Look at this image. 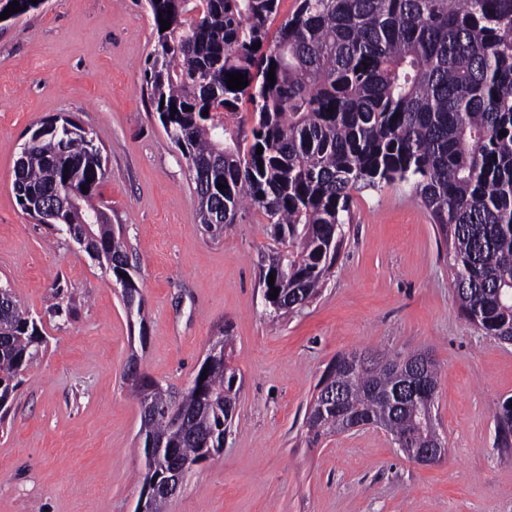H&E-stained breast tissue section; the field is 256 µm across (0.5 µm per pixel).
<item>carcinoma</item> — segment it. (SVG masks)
Returning <instances> with one entry per match:
<instances>
[{
  "instance_id": "cac0c4a2",
  "label": "carcinoma",
  "mask_w": 512,
  "mask_h": 512,
  "mask_svg": "<svg viewBox=\"0 0 512 512\" xmlns=\"http://www.w3.org/2000/svg\"><path fill=\"white\" fill-rule=\"evenodd\" d=\"M147 4L156 31L144 72L151 106L195 168L199 223L211 228L222 210L232 224L247 205L266 216L275 243L261 271L270 316L318 295L336 262L352 193L400 182L448 242L462 314L485 335L512 342V0H296L272 44L268 23L280 0ZM161 18L171 23L164 32ZM233 72L248 85L229 89ZM244 100L252 105L248 135L228 122ZM38 129L14 170L22 211L64 190L75 196L77 206L50 234L63 223L90 225L96 248L112 257L109 274L122 301L137 297L132 316L144 323L125 242L112 222H98L106 211L100 147L68 115ZM43 341L42 326L12 289L0 287L1 413ZM222 341L183 392L151 382L155 414L141 415L139 432L144 465L170 455L205 461L224 448L241 384L226 355L231 337ZM401 363L391 356L377 361V371L353 370L337 357L325 381L344 388L346 402L310 413L309 429L317 437L338 433L353 418L390 430L397 443L435 444L434 399L396 397ZM174 408L176 421L167 419ZM498 427L509 443L512 399Z\"/></svg>"
}]
</instances>
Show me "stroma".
Returning a JSON list of instances; mask_svg holds the SVG:
<instances>
[{
    "mask_svg": "<svg viewBox=\"0 0 512 512\" xmlns=\"http://www.w3.org/2000/svg\"><path fill=\"white\" fill-rule=\"evenodd\" d=\"M153 30L146 0H45L0 24V284L47 340L0 421V512H134L141 417L123 369L138 355L150 379L181 392L222 329L242 377L233 426L166 512H512V446L497 429L512 398V343L461 314L429 211L404 183L354 193L317 297L270 317L266 219L250 208L216 235L199 224L187 162L142 90ZM63 114L106 159L99 192L136 268L145 322L128 318L109 273L78 244L18 204L20 146ZM54 293L73 316L50 311ZM355 350L431 354L445 461L418 464L376 427L309 431L319 381Z\"/></svg>",
    "mask_w": 512,
    "mask_h": 512,
    "instance_id": "1",
    "label": "stroma"
}]
</instances>
